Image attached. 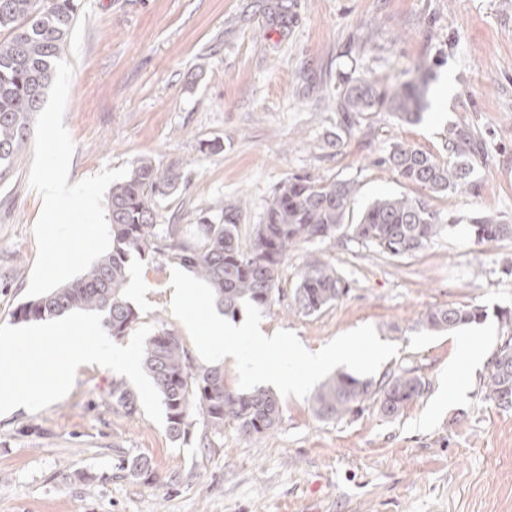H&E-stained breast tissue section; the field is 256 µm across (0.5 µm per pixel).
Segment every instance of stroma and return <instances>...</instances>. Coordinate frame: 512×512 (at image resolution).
I'll list each match as a JSON object with an SVG mask.
<instances>
[{
	"label": "stroma",
	"mask_w": 512,
	"mask_h": 512,
	"mask_svg": "<svg viewBox=\"0 0 512 512\" xmlns=\"http://www.w3.org/2000/svg\"><path fill=\"white\" fill-rule=\"evenodd\" d=\"M62 54L73 65L64 124L75 145L69 183L143 158L184 180L159 199L156 221L193 242L227 203H241L250 243L277 188L295 174L354 184V214L374 200L424 197L455 220L421 252L393 258L347 232L302 245L281 268V301L266 332L288 329L309 348L363 325L398 346L376 379L407 371L425 383L397 416L376 403L323 419L310 398L281 400L274 432L234 425L170 437L142 407H115L117 373L78 369L60 401L0 418V512H512V408L486 400L483 379L512 326V239L477 243L466 231L491 214L512 224V0H80ZM430 75L416 123L367 112L344 128L336 100L348 78L392 84L418 64ZM474 131L479 190L425 193L380 159L407 143L447 161L449 125ZM33 145L0 176V324L16 310L37 256L40 196L28 185ZM331 262L349 290L315 314L290 310L308 257ZM167 252L131 256L129 300L138 324L179 336L191 366L204 362L170 309ZM478 306L480 325L431 332L425 314ZM483 350L463 389L448 384L459 344ZM209 447H202V440ZM145 460L150 478L121 463Z\"/></svg>",
	"instance_id": "1"
}]
</instances>
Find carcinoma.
<instances>
[{"label": "carcinoma", "instance_id": "1", "mask_svg": "<svg viewBox=\"0 0 512 512\" xmlns=\"http://www.w3.org/2000/svg\"><path fill=\"white\" fill-rule=\"evenodd\" d=\"M79 6V0H0V28L10 31V39L0 43L1 170H9L30 139ZM415 71L420 76L390 85L371 78L348 84L338 102L344 121L350 126L354 117L382 108L402 121H420L427 79L424 66ZM445 145L451 158L446 164L402 143L393 145L381 163L405 182L432 193L476 192L479 185L471 179L474 134L467 127L452 125ZM182 179L176 168L161 172L151 160L140 161L128 178L112 185L108 215L112 249L78 279L23 304L15 317L39 321L68 311H96L102 313V324L113 338L124 336L137 320L124 293L129 257L150 253L158 239L184 267L210 285L224 315L235 318L246 301L259 309L280 301L281 266L292 251L313 240L330 238L345 228L350 239L400 258L425 249L445 230L427 200L405 195L374 201L357 222L348 224L354 197L351 183L324 182L306 174L294 175L278 187L263 222L254 230L250 247L241 244L237 204L224 207L218 223L204 225L201 240L189 244L178 237L175 224L168 225L164 236L156 234V203L175 191ZM470 232L479 243L493 242L512 237V225L483 215L473 219ZM346 291L336 268L313 256L300 270L294 308L314 314ZM483 318L479 307H448L429 311L422 324L432 331H450ZM143 368L162 398L174 438L188 435L193 413L203 416L214 433L232 421L245 437L270 433L280 423L281 404L273 392L262 388L232 392L226 388L220 368L193 370L179 337L171 331L149 337ZM424 387L423 380L410 372L380 382L338 373L315 390L311 408L321 418L339 419L358 414L365 403L377 401L380 412L392 417L420 397ZM483 387L488 400L512 407V336L495 352Z\"/></svg>", "mask_w": 512, "mask_h": 512}]
</instances>
